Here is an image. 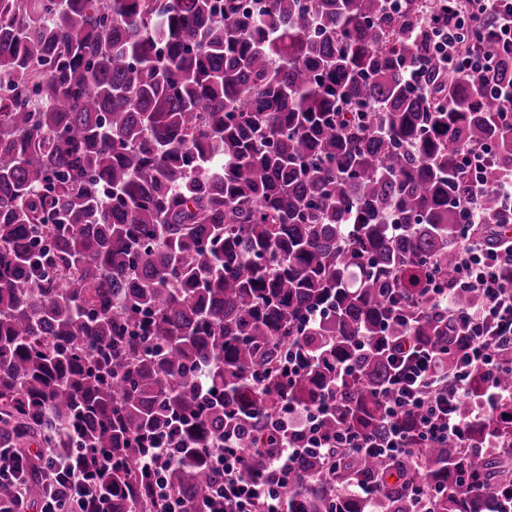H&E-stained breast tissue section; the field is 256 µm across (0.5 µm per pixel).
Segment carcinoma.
Returning a JSON list of instances; mask_svg holds the SVG:
<instances>
[{
  "instance_id": "carcinoma-1",
  "label": "carcinoma",
  "mask_w": 512,
  "mask_h": 512,
  "mask_svg": "<svg viewBox=\"0 0 512 512\" xmlns=\"http://www.w3.org/2000/svg\"><path fill=\"white\" fill-rule=\"evenodd\" d=\"M448 0H0V447L53 448L94 471L95 512H161L126 459L160 443L182 512H204L205 456L234 432L258 480L283 396L318 427L382 442L385 343L417 336L446 375L448 337L482 302L457 281L463 145L512 170V124L483 79L436 61L423 6ZM424 64L429 92L408 82ZM486 223L512 213L489 196ZM450 291L437 312L430 278ZM301 350L316 362L286 384ZM498 384L512 389V350ZM487 385L471 375L466 417ZM493 438L500 448L487 447ZM482 487L464 488L468 448ZM303 457L299 512H494L512 482V399L414 458ZM362 481L372 501L342 496ZM27 498L45 496L39 474Z\"/></svg>"
}]
</instances>
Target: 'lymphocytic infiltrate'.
Wrapping results in <instances>:
<instances>
[{
  "instance_id": "obj_1",
  "label": "lymphocytic infiltrate",
  "mask_w": 512,
  "mask_h": 512,
  "mask_svg": "<svg viewBox=\"0 0 512 512\" xmlns=\"http://www.w3.org/2000/svg\"><path fill=\"white\" fill-rule=\"evenodd\" d=\"M461 18H490L495 47L490 51L471 50L458 37L453 26H439L434 13L425 12L421 23L439 27L438 46L449 72L474 77L494 69L497 58L512 55V0H451ZM460 165L472 174L471 191L463 204L472 226L482 222L481 200L497 195L512 210V174L496 178L487 172L485 154L464 146L458 151ZM462 287L483 297L481 307L468 316V336L462 341L463 356L452 379H445L435 350L420 346L409 337L390 348L393 376L383 389L384 423L388 428L383 443H376L360 432L346 428L326 436L317 429L319 407L284 405L272 421L280 434V446L265 462L263 481L242 484L238 471L247 457L236 438H226L222 447L210 449L207 462L216 474V483L207 504V512H289L284 494L306 450L321 455L327 465H335V451L347 448L377 456L408 455L422 445L465 437V423L454 403L467 392L471 373L482 372L488 378L485 397L471 411L474 419L493 415L503 390L497 383L500 369L498 350L512 345V283H505L501 270L512 267V239L494 235L485 239L466 232L461 247ZM29 452L18 448H0V483L12 487V512H24L27 500L21 482L30 465ZM47 494L39 512H88L93 506V488L70 461L40 449Z\"/></svg>"
}]
</instances>
